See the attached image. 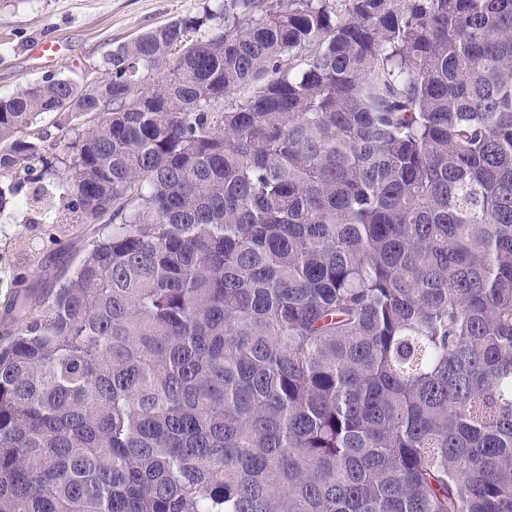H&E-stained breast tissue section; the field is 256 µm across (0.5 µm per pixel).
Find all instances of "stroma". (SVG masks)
Instances as JSON below:
<instances>
[{"label":"stroma","instance_id":"obj_1","mask_svg":"<svg viewBox=\"0 0 512 512\" xmlns=\"http://www.w3.org/2000/svg\"><path fill=\"white\" fill-rule=\"evenodd\" d=\"M205 0H0V96L20 91L48 74L74 82L99 77L116 46L141 32L200 11ZM50 42L58 47L48 58L36 50ZM36 185L20 191L14 210L0 214V246L17 232L37 237L27 263L24 289L37 291L83 247L82 238L49 241L32 220L42 211Z\"/></svg>","mask_w":512,"mask_h":512}]
</instances>
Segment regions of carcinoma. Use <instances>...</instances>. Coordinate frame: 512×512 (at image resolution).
<instances>
[{
    "label": "carcinoma",
    "instance_id": "carcinoma-1",
    "mask_svg": "<svg viewBox=\"0 0 512 512\" xmlns=\"http://www.w3.org/2000/svg\"><path fill=\"white\" fill-rule=\"evenodd\" d=\"M0 97V512H512V0H208ZM52 114L56 147L38 124ZM39 185L42 184L24 186L17 197L15 209L0 214V249L18 231L27 232L29 236L43 237V240L37 239V245H34L26 267V279L19 287L32 291L47 288L60 269L74 259L84 244L83 240L73 236H58L56 240L49 242L47 236L41 235L40 224H29L32 218H38L47 203V197L43 194L41 201H35Z\"/></svg>",
    "mask_w": 512,
    "mask_h": 512
}]
</instances>
